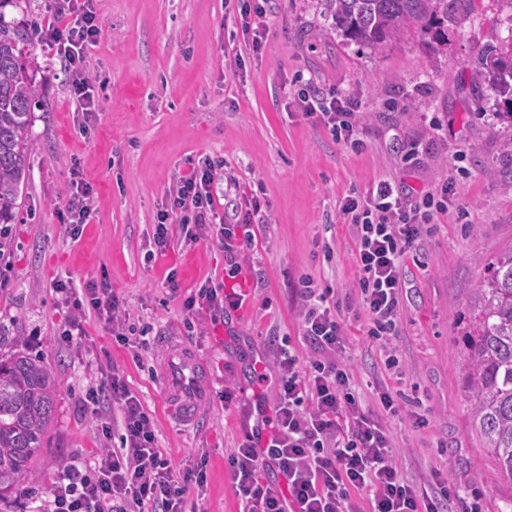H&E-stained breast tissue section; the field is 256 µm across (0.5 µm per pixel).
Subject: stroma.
<instances>
[{"instance_id":"stroma-1","label":"stroma","mask_w":512,"mask_h":512,"mask_svg":"<svg viewBox=\"0 0 512 512\" xmlns=\"http://www.w3.org/2000/svg\"><path fill=\"white\" fill-rule=\"evenodd\" d=\"M94 6L102 29L84 67L103 87L93 111H79L56 55L34 48L41 98L32 112L22 221L12 227L10 255L0 259V358L40 357L55 378L57 408L35 479L0 498V512L48 500L65 465L102 448L112 413L86 395L114 369L155 419L176 477L205 470L204 486L186 494L187 508L241 512L228 456L254 426L248 393L276 400L275 382L253 376L273 374L269 350L312 352L296 297L306 275L340 302L348 336L341 357L365 405H374L387 378L386 351L400 361L394 387L402 411L389 430L402 475L430 493L441 476L459 493L452 512H503L512 481L470 424L464 333L486 263L512 247V122L502 118L512 104L486 87L479 63L490 30L512 43V0H472L465 21L442 37L410 32L376 48L331 31L321 0H270L257 53L234 0ZM314 89L358 102L361 148L336 141L299 111L298 92ZM206 155L216 161V183L235 180L227 202L257 198L267 216L250 227L236 280L248 300L227 326L183 308L193 289L223 281L217 242L186 243L174 221L167 250L157 253L153 243L177 177ZM382 178L415 196L449 187L447 213L405 258L400 332L386 351L363 334L353 229L338 216L347 195ZM76 179L90 188L92 214L71 226L61 213ZM57 280L79 289L109 282L136 330L133 346L118 344L89 307L81 343H62ZM177 348L207 368L194 422L167 411L165 380ZM228 386L242 391L240 402H225ZM415 410L426 425L414 424Z\"/></svg>"}]
</instances>
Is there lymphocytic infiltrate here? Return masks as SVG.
Returning a JSON list of instances; mask_svg holds the SVG:
<instances>
[{
    "instance_id": "f902f5d3",
    "label": "lymphocytic infiltrate",
    "mask_w": 512,
    "mask_h": 512,
    "mask_svg": "<svg viewBox=\"0 0 512 512\" xmlns=\"http://www.w3.org/2000/svg\"><path fill=\"white\" fill-rule=\"evenodd\" d=\"M58 24L44 26L41 41L65 61L73 77L74 92L84 107L94 104V81L84 70V51L101 32L93 0H50ZM303 114L317 117L340 142H350L357 127L358 103L336 91L298 95ZM214 165L203 160L179 176L170 212L162 213L154 233L158 252L169 246L171 212H181L188 224L186 239H217L229 264L228 278H236L240 246L251 243L250 226L258 216L259 201L235 223H225L217 210ZM447 187L412 200L388 179L379 180L366 199L347 198L339 216L350 224L356 240L362 306L369 316L364 333L385 343L398 333L402 266L407 253L435 214L445 212ZM68 323L65 341L81 339L78 317L83 307L105 311L109 322L121 324V303L108 286H90L85 298L57 281ZM330 290L314 288L302 277L299 300L303 334L315 354L301 360L291 349L273 353L278 398L273 408L257 401L260 420L228 463L242 512H354L350 494L369 491L370 512H447L448 492L428 494L416 490L401 476L393 461L391 440L382 418L396 414V392L383 386L377 409L364 408L351 373L340 360L345 347L344 325L336 316ZM245 293L238 288L202 286L186 297V310L209 309L229 318L242 307ZM121 422L120 445L103 448L91 461L65 466L53 486L47 506L34 512H146L161 505L162 512H186L185 485L176 481L171 461L157 448L156 422L119 372L107 374L100 385ZM280 474V481L261 482L260 471Z\"/></svg>"
}]
</instances>
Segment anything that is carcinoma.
I'll list each match as a JSON object with an SVG mask.
<instances>
[{"label": "carcinoma", "mask_w": 512, "mask_h": 512, "mask_svg": "<svg viewBox=\"0 0 512 512\" xmlns=\"http://www.w3.org/2000/svg\"><path fill=\"white\" fill-rule=\"evenodd\" d=\"M17 0H0V251L10 244L8 225L19 220L24 185L30 176L28 145L31 114L38 87L26 75L38 22L25 27L6 20L3 8ZM331 29L360 44L375 47L414 30L422 34L467 8L471 0H323ZM487 45L484 80L497 93L512 90V57ZM473 289L464 340L466 387L474 430L498 469L512 479V249L485 267ZM56 412L55 380L42 362L29 355L0 360V496L20 479L33 475L34 464L48 447Z\"/></svg>", "instance_id": "1"}]
</instances>
